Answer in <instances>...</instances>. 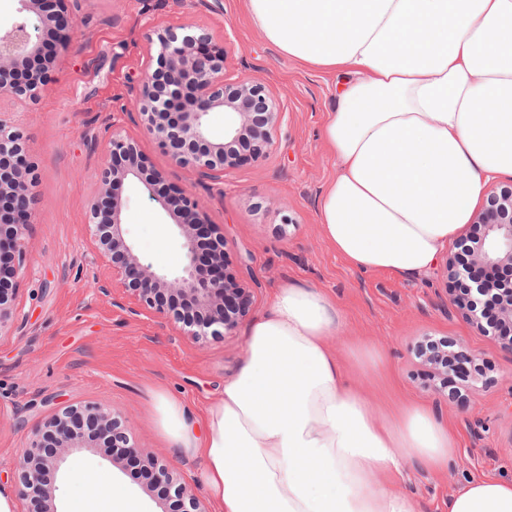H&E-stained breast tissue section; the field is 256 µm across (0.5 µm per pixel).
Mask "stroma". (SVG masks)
Returning a JSON list of instances; mask_svg holds the SVG:
<instances>
[{
	"instance_id": "1",
	"label": "stroma",
	"mask_w": 512,
	"mask_h": 512,
	"mask_svg": "<svg viewBox=\"0 0 512 512\" xmlns=\"http://www.w3.org/2000/svg\"><path fill=\"white\" fill-rule=\"evenodd\" d=\"M78 28L54 63L47 91L19 103L40 180L31 258L18 281L16 311L0 333V484L9 485L32 430L65 405L95 402L133 420L136 443L184 477L201 460H184L160 436L154 393L169 392L199 413L235 374L248 320L225 338L199 346L164 319L132 314L112 285L87 229L91 176L113 127L136 138L149 166L204 202L207 219L225 239V260L251 294V313L269 308L274 288L298 282L331 292L343 325L330 344L377 409L411 398L435 405L457 439L447 471L409 466L400 488L415 512H446L449 496L473 478L512 479V351L474 328L449 303L453 284L443 265L397 276L351 268L322 239L319 201L336 175L321 138L335 105V74L285 58L252 24L246 0H75ZM194 26L224 45V75L264 83L281 110L269 153L202 180L173 168L147 137L132 106L154 27ZM123 222L141 263L174 272L163 261L157 227L170 219L140 187L121 190ZM448 339L474 351L486 383L471 389L455 376L443 395L431 393V369L416 357L421 342ZM378 351L387 375L362 370L358 348ZM82 462L109 473L141 512H163L165 497L151 480L134 477L125 460L104 452Z\"/></svg>"
}]
</instances>
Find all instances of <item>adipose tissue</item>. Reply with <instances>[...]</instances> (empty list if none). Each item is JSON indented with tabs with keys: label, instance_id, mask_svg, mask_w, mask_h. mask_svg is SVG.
I'll return each mask as SVG.
<instances>
[{
	"label": "adipose tissue",
	"instance_id": "adipose-tissue-1",
	"mask_svg": "<svg viewBox=\"0 0 512 512\" xmlns=\"http://www.w3.org/2000/svg\"><path fill=\"white\" fill-rule=\"evenodd\" d=\"M284 57L342 72L322 130L336 176L319 203L326 243L352 268L429 270L491 181L512 178V0H248ZM335 299L286 284L247 332L241 364L201 414L155 394L160 435L187 458L212 512H414L407 464L440 473L457 444L422 400L378 418L332 349ZM82 512H139L75 466ZM448 512H512V480L477 478Z\"/></svg>",
	"mask_w": 512,
	"mask_h": 512
}]
</instances>
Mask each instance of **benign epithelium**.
<instances>
[{"label": "benign epithelium", "instance_id": "1", "mask_svg": "<svg viewBox=\"0 0 512 512\" xmlns=\"http://www.w3.org/2000/svg\"><path fill=\"white\" fill-rule=\"evenodd\" d=\"M20 18L0 30V102H35L46 90L45 69L68 50L77 29L70 0H52L55 13L45 11L47 0H18ZM159 51L151 57L135 96V108L144 132L168 155L177 169L215 179L224 168L255 159L271 145V132L279 121L275 98L261 83L224 80V47L192 26L154 30ZM224 111V138L212 136L207 116ZM106 162L95 172L98 185L89 203V232L96 254L111 269L140 309L153 312L183 335L204 345L232 333L246 316L250 294L235 273L225 268L224 236L203 215L202 202L175 187L167 194L154 190L157 174L149 172L135 140L114 129L106 145ZM137 183L149 200L173 221L184 264L175 275L158 274L143 267L127 238L122 203L111 197L115 184ZM38 184L27 160L22 130L0 113V198L12 200L0 207V330L11 323L17 289L12 280L23 273L28 254L27 236L34 220L33 204ZM206 239L217 248L208 268L200 266L198 243ZM458 249L447 262V275L460 283L466 297L450 303L482 333L512 349V281L495 277V271L512 269V187L489 195L470 230L458 240ZM456 343L430 341L416 350L439 384L448 387V356ZM469 370L473 381L483 376L478 356H459L458 370ZM121 448L128 458L146 466L177 499L180 512H206L193 497L188 483L174 468L132 439L130 424L114 409L88 402L57 410L32 431L15 464L13 481L18 495L39 507L56 512L52 487L44 477L56 478L71 460L105 447Z\"/></svg>", "mask_w": 512, "mask_h": 512}]
</instances>
